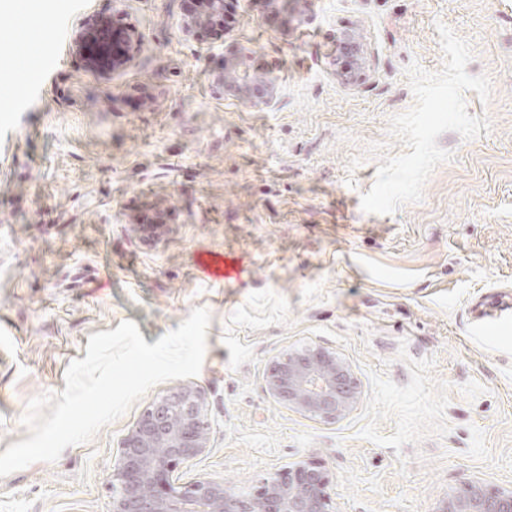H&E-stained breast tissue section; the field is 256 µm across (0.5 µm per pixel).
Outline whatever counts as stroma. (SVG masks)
I'll return each mask as SVG.
<instances>
[{"label": "stroma", "instance_id": "obj_1", "mask_svg": "<svg viewBox=\"0 0 512 512\" xmlns=\"http://www.w3.org/2000/svg\"><path fill=\"white\" fill-rule=\"evenodd\" d=\"M0 0V453L26 440L28 401L66 387L89 337L133 321L147 344L197 307L211 315L199 374L152 387L88 443L0 478V512H110V472L143 410L203 391L208 451L181 479L250 492L312 459L333 476L336 512H436L479 479L512 487V0H234L236 21L200 41L186 0ZM101 12L137 42L107 75L68 54ZM488 76L469 115L489 131L441 134L452 152L421 202L362 211L379 156L402 153L392 116L414 97L406 70L444 62L437 24ZM356 31L363 79L337 74ZM269 78L254 105L227 65ZM158 224L148 236L141 218ZM230 251L241 279L197 267ZM320 345L350 363L358 408L324 422L275 401L277 355Z\"/></svg>", "mask_w": 512, "mask_h": 512}]
</instances>
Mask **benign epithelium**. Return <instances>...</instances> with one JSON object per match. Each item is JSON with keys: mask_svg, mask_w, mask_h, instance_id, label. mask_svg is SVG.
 <instances>
[{"mask_svg": "<svg viewBox=\"0 0 512 512\" xmlns=\"http://www.w3.org/2000/svg\"><path fill=\"white\" fill-rule=\"evenodd\" d=\"M192 23L224 13V0H191ZM89 64L108 72L115 66L113 29L98 22L79 36ZM256 104L272 102L264 77L248 79ZM273 399L306 416L340 420L359 406L362 387L349 363L321 346L288 351L273 359L267 372ZM211 424L201 392L181 387L149 405L122 442L112 466L111 512H335L328 488L332 476L320 463L298 460L265 479L251 493L221 480L180 482L179 469L206 452ZM435 512H512V489L480 481L466 484Z\"/></svg>", "mask_w": 512, "mask_h": 512, "instance_id": "obj_1", "label": "benign epithelium"}]
</instances>
